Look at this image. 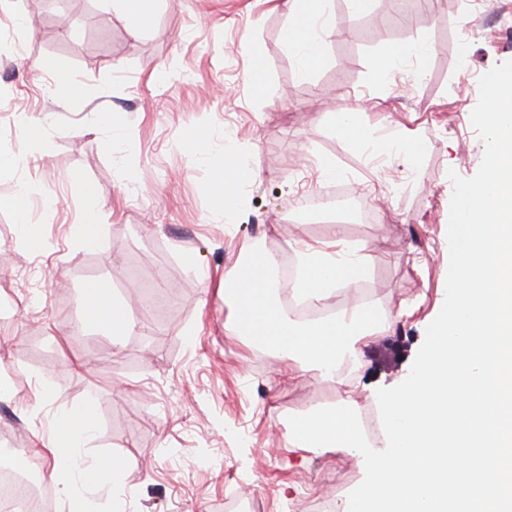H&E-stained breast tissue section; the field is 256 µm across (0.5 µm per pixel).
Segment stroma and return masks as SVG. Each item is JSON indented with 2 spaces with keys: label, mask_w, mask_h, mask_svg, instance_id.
Masks as SVG:
<instances>
[{
  "label": "stroma",
  "mask_w": 512,
  "mask_h": 512,
  "mask_svg": "<svg viewBox=\"0 0 512 512\" xmlns=\"http://www.w3.org/2000/svg\"><path fill=\"white\" fill-rule=\"evenodd\" d=\"M328 7L336 33L304 75L282 41L280 0H153V22L136 36L118 0H0V151L24 148L25 115L64 130L0 181V197L34 192L45 246L29 250L16 214L0 208V373L10 374L0 448L23 449L49 473L42 442L56 417L88 406L95 431L81 456L127 464L118 487L94 492L96 512L117 499L126 512H219L245 486L254 512H302L306 499L350 494L364 479L363 457L340 451L289 466L282 433L289 416L344 390L373 406L378 388L408 376L445 300L448 173L472 177L484 155L471 124L478 80L512 60V0L409 10L380 0L368 16L347 0ZM62 10L73 14L66 32L54 23ZM25 14L22 32L14 21ZM417 39L433 52L379 78L373 58ZM59 73L86 85L84 102L56 91ZM359 100L372 139L416 138L413 160L335 136L336 115ZM110 112L125 115L130 137L115 136ZM190 125L208 131V157L185 143ZM228 136L260 173L232 223L209 191ZM321 156L335 159V179L320 180ZM88 182L105 212L94 249L73 230ZM45 193L55 208L43 207ZM298 229L372 244L369 273L348 295L396 316L340 385L310 371L278 380L266 347L225 326V271L254 246L292 260ZM91 277L121 298L133 285L154 296L121 342L82 318ZM117 381L130 393L116 394Z\"/></svg>",
  "instance_id": "1"
}]
</instances>
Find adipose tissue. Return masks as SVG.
Masks as SVG:
<instances>
[{
    "mask_svg": "<svg viewBox=\"0 0 512 512\" xmlns=\"http://www.w3.org/2000/svg\"><path fill=\"white\" fill-rule=\"evenodd\" d=\"M326 0H290V23L283 42L296 56L303 73H310L322 60L323 49L336 32V22L325 7ZM334 131L341 140L365 152L395 154L414 158V141L398 137L380 143L366 137L358 113L348 112L339 119ZM211 192L217 197L227 218H234L244 206L243 190L258 176L247 154L233 140L224 143V158L215 171ZM295 254L304 269L295 281L293 293L305 295L311 306L330 309L327 318L317 322L292 320L277 306L270 279L253 280L248 266L260 271L275 268L277 257L269 251H249L244 263L234 265L224 275L225 287L231 288L232 326L260 341L272 342L279 374L296 377L304 369L314 370L318 379L336 381L338 367L346 361L359 360L364 349L378 333V320L371 317L361 302H337L336 285L346 282L348 274L367 268L371 253L368 245H350L332 237L324 241L297 238ZM83 306L94 313L93 322L111 330L114 338L130 333L135 322L128 301L114 298L107 280H97L84 289ZM249 321H242V313ZM94 430L87 406H76L59 415L54 423L53 441L46 453L54 463L65 464L69 479L64 487L70 512H95L88 490L120 480L126 465L85 461L79 453Z\"/></svg>",
    "mask_w": 512,
    "mask_h": 512,
    "instance_id": "ef3b65f1",
    "label": "adipose tissue"
}]
</instances>
